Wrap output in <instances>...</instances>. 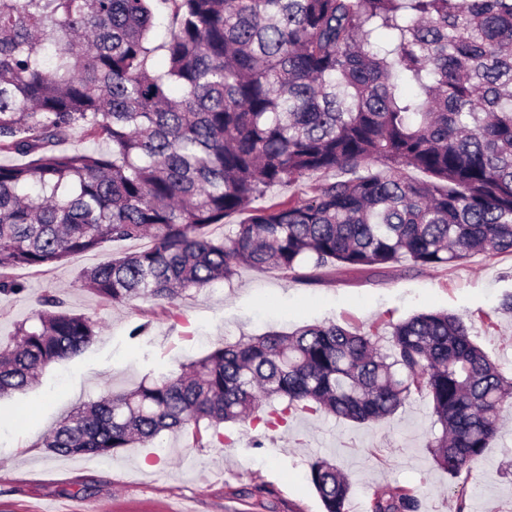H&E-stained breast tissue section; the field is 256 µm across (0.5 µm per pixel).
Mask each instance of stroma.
<instances>
[{"label": "stroma", "instance_id": "stroma-1", "mask_svg": "<svg viewBox=\"0 0 512 512\" xmlns=\"http://www.w3.org/2000/svg\"><path fill=\"white\" fill-rule=\"evenodd\" d=\"M142 241L105 243L41 270H17L25 289L0 296V342L30 319L48 292L100 325L92 345L47 367L33 386L0 398V512H41L65 504L94 512H323L309 465L334 460L352 484L348 512H368L376 489L418 490L422 512H512V412L476 472L449 476L427 445L438 428L426 395L412 394L392 417L368 425L299 413L266 433L231 425L234 443L196 447L191 433H163L107 456H52L38 448L76 407L141 382L178 376L241 336L335 322L374 332L388 346L391 326L413 314L461 315L474 342L512 379V313L498 312L512 293V254L476 255L448 268L404 260L352 274L318 271L307 283L289 272L245 267L227 283L191 289L172 303L112 304L81 287L82 270ZM149 330L133 336V329Z\"/></svg>", "mask_w": 512, "mask_h": 512}]
</instances>
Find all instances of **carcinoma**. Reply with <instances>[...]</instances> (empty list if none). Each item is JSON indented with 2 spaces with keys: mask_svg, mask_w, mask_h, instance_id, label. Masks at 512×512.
<instances>
[{
  "mask_svg": "<svg viewBox=\"0 0 512 512\" xmlns=\"http://www.w3.org/2000/svg\"><path fill=\"white\" fill-rule=\"evenodd\" d=\"M76 134L109 150L59 148ZM0 155L26 159L0 164V295L21 293L18 269L142 238L81 285L160 304L242 266L512 254V0H0ZM317 174L328 179L311 195L253 207ZM40 306L0 349V397L97 337L58 295ZM414 390L431 400L441 434L428 447L450 476L481 462L512 408V381L465 321L430 311L394 325L386 351L335 323L226 342L188 374L78 407L35 447L112 455L187 430L229 447L222 423L276 430L299 411L372 423ZM309 479L324 512H346L335 464L313 461ZM420 508L404 489L369 503Z\"/></svg>",
  "mask_w": 512,
  "mask_h": 512,
  "instance_id": "1",
  "label": "carcinoma"
}]
</instances>
